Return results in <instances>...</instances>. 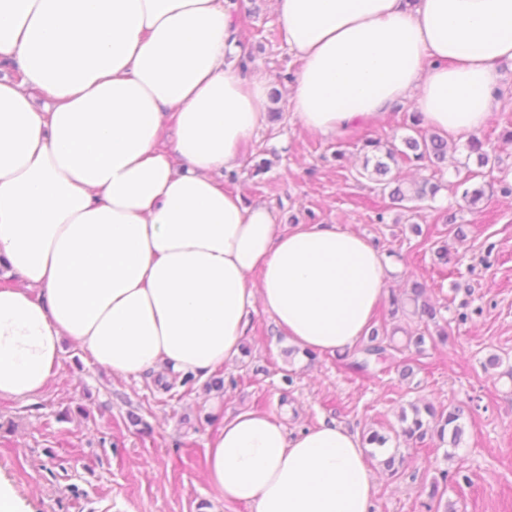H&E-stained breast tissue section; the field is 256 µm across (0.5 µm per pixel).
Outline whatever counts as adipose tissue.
Wrapping results in <instances>:
<instances>
[{
    "label": "adipose tissue",
    "instance_id": "1",
    "mask_svg": "<svg viewBox=\"0 0 512 512\" xmlns=\"http://www.w3.org/2000/svg\"><path fill=\"white\" fill-rule=\"evenodd\" d=\"M303 66L288 107L330 135L413 102L453 137L482 128L512 61V0H275ZM234 0H0V396L39 394L64 341L118 377L206 375L255 309L300 350L356 347L388 258L335 224L280 225L225 192L265 124ZM206 478L252 512H373L358 434L288 433L243 411Z\"/></svg>",
    "mask_w": 512,
    "mask_h": 512
}]
</instances>
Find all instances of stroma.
<instances>
[{"label": "stroma", "instance_id": "35a3bbf8", "mask_svg": "<svg viewBox=\"0 0 512 512\" xmlns=\"http://www.w3.org/2000/svg\"><path fill=\"white\" fill-rule=\"evenodd\" d=\"M237 4L239 48L253 53L255 73L274 77L282 117L242 146L225 190L267 203L287 225L336 224L368 237L395 265L389 292L427 284L444 308L448 340L413 355L412 375L383 364L361 375L335 354L306 359L259 308L246 353L189 381L161 368L118 378L67 342L40 395L0 397V488L17 512H251L225 505L205 479L213 435L226 417L251 410L283 414L291 431L333 421L389 435L406 461L393 478L371 459L375 512H427L434 479L458 469L466 482L443 496L456 512H512V195L502 192L512 187V62L501 67L500 103L478 132L491 163L469 177L467 140L449 138L447 162L424 171L441 185L435 199L403 208L363 176L362 145L368 136H407L413 105L336 135L303 129L286 110L289 85L280 79L301 63L274 0ZM256 159L268 161L266 173L251 174ZM470 186L484 189L474 205L464 196ZM494 354L502 366L489 365ZM412 402L461 408L459 445L448 451L427 440L411 450L394 439L399 412Z\"/></svg>", "mask_w": 512, "mask_h": 512}]
</instances>
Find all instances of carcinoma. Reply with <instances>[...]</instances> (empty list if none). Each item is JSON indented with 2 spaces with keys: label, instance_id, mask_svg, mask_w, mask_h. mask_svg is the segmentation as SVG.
Listing matches in <instances>:
<instances>
[{
  "label": "carcinoma",
  "instance_id": "1",
  "mask_svg": "<svg viewBox=\"0 0 512 512\" xmlns=\"http://www.w3.org/2000/svg\"><path fill=\"white\" fill-rule=\"evenodd\" d=\"M413 134L403 138L404 148L400 149L392 143L382 142L379 139H367L363 148L374 153L373 169L370 175L375 181L382 184V189H387L390 181L386 176L390 173L391 164L398 163V160H407L421 167H437L447 159L448 141L437 133H428L420 127V118H413ZM440 190V185L429 178L410 183V187L396 186L389 193L391 200L403 202L405 200H424L433 198ZM391 315L398 312H410L415 316L422 329L416 334L408 337L402 346L395 344L393 336L388 334L386 326L373 329L367 341L359 347L362 358L356 359L348 364V367L359 373H366L371 363H385L395 361L398 355L413 349L420 353L426 345V340L438 336L441 340L448 339L447 330L439 324L441 318L440 309L432 304L427 298V286L421 282L414 283L411 288V295L406 298L394 296L390 300ZM435 331H430V328ZM462 412L458 408L448 411L438 410L432 405L419 407L412 403L410 411H402L401 427L396 432V437L403 438L406 442H422L427 438L445 442L450 438L452 446H457L463 435V427L460 423Z\"/></svg>",
  "mask_w": 512,
  "mask_h": 512
}]
</instances>
